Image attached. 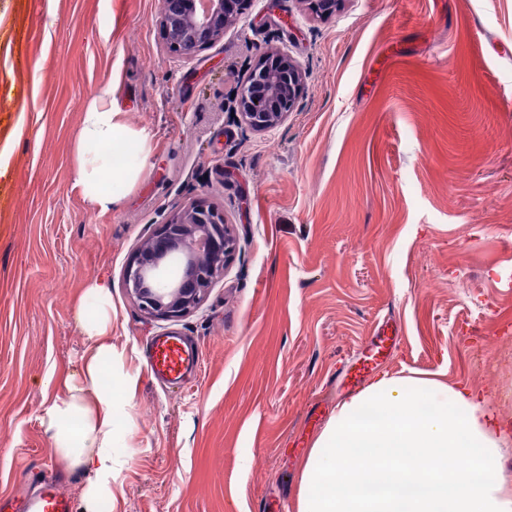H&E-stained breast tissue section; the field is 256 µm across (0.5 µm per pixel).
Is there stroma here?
Segmentation results:
<instances>
[{
	"mask_svg": "<svg viewBox=\"0 0 512 512\" xmlns=\"http://www.w3.org/2000/svg\"><path fill=\"white\" fill-rule=\"evenodd\" d=\"M161 0H0V495L57 473L39 417L49 370L76 372L85 288L105 280L112 343L138 377L130 451L101 512H296L303 461L361 352L378 374L444 373L512 422V0H249L189 61L166 50ZM305 80L276 128L235 93L259 49ZM111 89L148 133L140 177L108 211L74 183L82 112ZM222 209L235 258L200 310L147 318L123 269L193 199ZM199 354L183 382L147 371L155 336Z\"/></svg>",
	"mask_w": 512,
	"mask_h": 512,
	"instance_id": "35a3bbf8",
	"label": "stroma"
}]
</instances>
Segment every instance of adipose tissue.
I'll list each match as a JSON object with an SVG mask.
<instances>
[{"instance_id": "ef3b65f1", "label": "adipose tissue", "mask_w": 512, "mask_h": 512, "mask_svg": "<svg viewBox=\"0 0 512 512\" xmlns=\"http://www.w3.org/2000/svg\"><path fill=\"white\" fill-rule=\"evenodd\" d=\"M128 144L133 153L116 163L114 147ZM148 148L147 134L123 123L99 92L82 114L75 183L93 207L109 210L137 180ZM86 294L94 305H79L78 322L88 347L77 373H47L56 393L41 426L62 468L91 473L83 509L99 512L112 496L137 378L112 344L109 286L94 282ZM511 442L489 401L465 385L416 370L381 376L338 403L315 439L296 512H512L502 453Z\"/></svg>"}]
</instances>
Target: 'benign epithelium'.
<instances>
[{
  "mask_svg": "<svg viewBox=\"0 0 512 512\" xmlns=\"http://www.w3.org/2000/svg\"><path fill=\"white\" fill-rule=\"evenodd\" d=\"M245 0H162L159 29L167 51L190 60L223 39ZM303 80L301 68L274 48L258 53L238 108L256 132L276 128L293 111ZM236 253L224 212L200 199L176 212L146 237L123 271L126 291L139 310L177 322L197 311Z\"/></svg>",
  "mask_w": 512,
  "mask_h": 512,
  "instance_id": "7a95c632",
  "label": "benign epithelium"
}]
</instances>
